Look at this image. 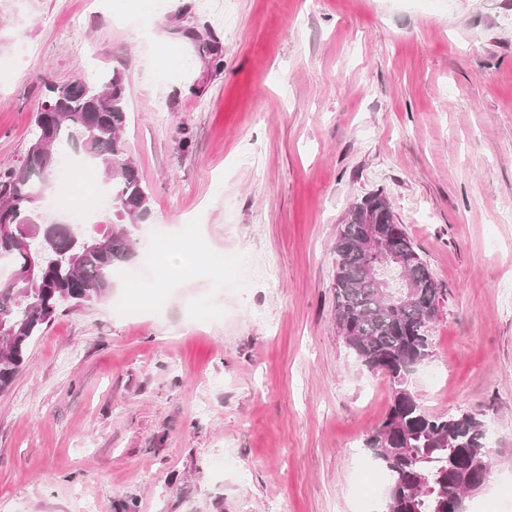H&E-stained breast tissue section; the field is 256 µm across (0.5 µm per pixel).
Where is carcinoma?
<instances>
[{
  "label": "carcinoma",
  "instance_id": "cac0c4a2",
  "mask_svg": "<svg viewBox=\"0 0 512 512\" xmlns=\"http://www.w3.org/2000/svg\"><path fill=\"white\" fill-rule=\"evenodd\" d=\"M44 100L50 111L36 115L25 162L0 174V261L13 266L11 278L0 281V390L11 385L32 342L62 306L110 294L134 256L135 232L151 206L122 137L128 115L121 75L48 83ZM64 145L92 162L105 181L112 221L101 233L94 224L76 228L67 216L57 218L67 228L49 229L39 211L45 186L64 176ZM395 220L385 195L365 196L347 209L333 243L339 336L367 372L386 374L392 388L389 410L366 435L364 449L387 475L380 512H465L466 498L490 472L487 427L470 413H428L404 370L432 353L441 289L407 236L399 241L397 267L412 286L408 300L387 295L371 277L388 257L358 247L365 236L382 238ZM34 251L40 264L30 272Z\"/></svg>",
  "mask_w": 512,
  "mask_h": 512
}]
</instances>
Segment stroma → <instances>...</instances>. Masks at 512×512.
<instances>
[{
  "mask_svg": "<svg viewBox=\"0 0 512 512\" xmlns=\"http://www.w3.org/2000/svg\"><path fill=\"white\" fill-rule=\"evenodd\" d=\"M127 85L139 250L203 251L145 306L61 311L0 391V512H367L391 385L336 331L333 242L386 195L442 290L410 386L493 430L469 512H512V0H0V172L44 80ZM223 256V272L212 259Z\"/></svg>",
  "mask_w": 512,
  "mask_h": 512,
  "instance_id": "1",
  "label": "stroma"
}]
</instances>
